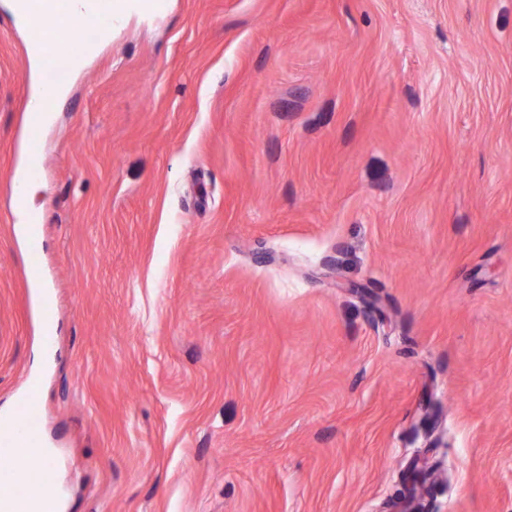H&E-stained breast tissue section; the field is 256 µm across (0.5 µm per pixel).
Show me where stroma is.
Instances as JSON below:
<instances>
[{
    "label": "stroma",
    "instance_id": "obj_1",
    "mask_svg": "<svg viewBox=\"0 0 512 512\" xmlns=\"http://www.w3.org/2000/svg\"><path fill=\"white\" fill-rule=\"evenodd\" d=\"M11 5L0 412L49 498L386 512L415 462L512 512V0L131 8L37 130Z\"/></svg>",
    "mask_w": 512,
    "mask_h": 512
}]
</instances>
